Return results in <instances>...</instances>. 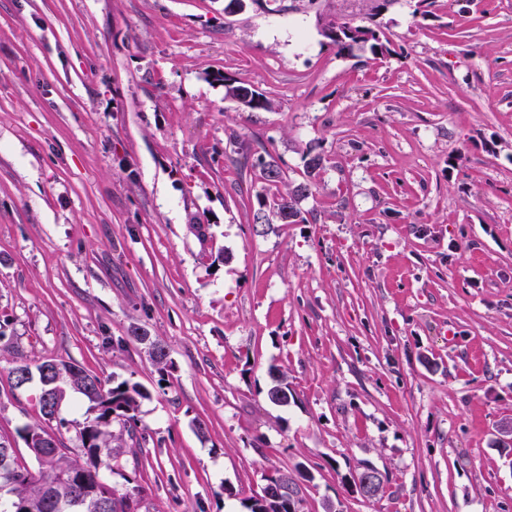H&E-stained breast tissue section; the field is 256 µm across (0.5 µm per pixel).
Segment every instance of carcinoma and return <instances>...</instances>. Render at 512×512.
I'll use <instances>...</instances> for the list:
<instances>
[{"instance_id":"obj_1","label":"carcinoma","mask_w":512,"mask_h":512,"mask_svg":"<svg viewBox=\"0 0 512 512\" xmlns=\"http://www.w3.org/2000/svg\"><path fill=\"white\" fill-rule=\"evenodd\" d=\"M318 24L327 45L336 49L338 55L366 47L375 56L388 52L377 23L360 25L344 16L321 13ZM221 80L225 98L241 103L251 112L271 108V101L264 93L233 75L226 73ZM258 161L266 184L276 186L282 182L283 171L274 157L266 159L261 156ZM326 162L323 154L308 151L305 157L307 175L311 177L322 170ZM312 187L308 180L276 196L273 211L280 223L307 222L299 203L312 193ZM131 338L139 342L148 341V354L153 366L162 375L169 371L171 361L161 341L140 336L136 328L132 330ZM21 368L38 377L41 384L38 406L44 419L67 425L60 412L75 395L88 407L84 421L76 427L79 446L78 453L74 455L58 437L37 423L27 424L18 430L38 468L33 470L17 462L9 469L0 468V501L8 499L14 512H140L141 491L134 488L116 495L112 486L103 480L100 469H112V461L121 453V449L112 446V423L117 421L128 434L134 433L138 402L147 397L142 386L128 380L114 383L64 359L44 357L31 361L21 353L12 360L8 369L10 380H15L14 373ZM267 397L272 404L284 407L293 395L288 384L279 380L269 388ZM266 483L292 490L296 495L293 499L295 512H301L302 499L294 477L277 471L266 478ZM248 508L250 512H289L288 502L277 501L262 493L250 499Z\"/></svg>"}]
</instances>
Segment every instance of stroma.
<instances>
[{
  "label": "stroma",
  "mask_w": 512,
  "mask_h": 512,
  "mask_svg": "<svg viewBox=\"0 0 512 512\" xmlns=\"http://www.w3.org/2000/svg\"><path fill=\"white\" fill-rule=\"evenodd\" d=\"M228 3L0 0V434L42 421L20 350L146 388L105 475L141 512H247L275 471L303 512H512V0ZM311 149L308 223H253ZM318 24L327 45L336 49L337 55L351 53L355 48L369 47L374 56L388 52L381 38V28L377 23L355 24L352 20L337 14L319 13ZM221 80L224 83L225 98L241 103L251 112L267 111L271 108L269 98L251 85L227 73L221 76Z\"/></svg>",
  "instance_id": "stroma-1"
}]
</instances>
